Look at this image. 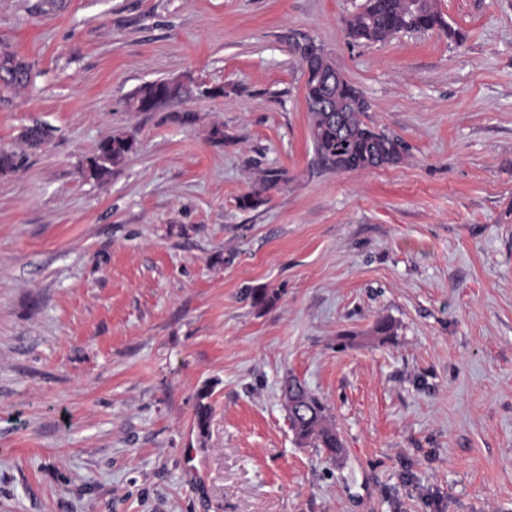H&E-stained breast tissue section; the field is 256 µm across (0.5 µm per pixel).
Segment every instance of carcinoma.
<instances>
[{
  "label": "carcinoma",
  "instance_id": "cac0c4a2",
  "mask_svg": "<svg viewBox=\"0 0 512 512\" xmlns=\"http://www.w3.org/2000/svg\"><path fill=\"white\" fill-rule=\"evenodd\" d=\"M347 34L355 40L385 41L402 31L425 32L440 29L448 37L460 38L439 10L437 0H366L363 7L344 19ZM318 46L311 44L314 56L304 70V99L309 112V130L315 152L328 168L338 171H357L393 165L402 160L403 147L399 138L389 135L365 121L371 106L363 93L340 77L332 88H327L317 76L319 70H330L334 63L324 54H316ZM0 101L5 94H17L27 88L34 78L32 65L15 53L0 49ZM163 82L148 83L132 97L133 108L146 112L148 103L157 101ZM331 97L332 102L344 108L342 112H326L320 108L321 99ZM52 129L36 123L26 127L19 135L21 149H0V175L22 168L27 160L26 150L37 149L51 139ZM134 138L112 135L102 140L95 154L87 161L86 175L100 180L112 173L133 153ZM281 181L277 170L268 172L261 187L239 198L242 209L255 208L263 202L261 194L275 188ZM289 411V420L296 438L303 444L323 449L336 459L343 454V442L332 422L325 404L296 379H288L282 387ZM209 392L199 396L196 425L200 434L208 431L210 405L204 402Z\"/></svg>",
  "mask_w": 512,
  "mask_h": 512
}]
</instances>
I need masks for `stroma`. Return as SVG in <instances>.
I'll list each match as a JSON object with an SVG mask.
<instances>
[{
    "label": "stroma",
    "mask_w": 512,
    "mask_h": 512,
    "mask_svg": "<svg viewBox=\"0 0 512 512\" xmlns=\"http://www.w3.org/2000/svg\"><path fill=\"white\" fill-rule=\"evenodd\" d=\"M364 2L0 0L38 72L0 148L53 130L0 176V512H512V0L377 43L344 31ZM310 39L400 163L320 162ZM176 76L224 95L129 110ZM116 134L136 150L84 177ZM289 376L341 459L297 443ZM162 80L148 83L136 91L132 97L133 108L137 112H148L151 106L157 101L158 94L163 87ZM152 103L149 108H146L148 103ZM281 180L282 178L279 171H268V173L262 179L261 187L258 190L247 193L239 198V207L242 209H251L257 207L263 202L261 194L275 188Z\"/></svg>",
    "instance_id": "35a3bbf8"
}]
</instances>
